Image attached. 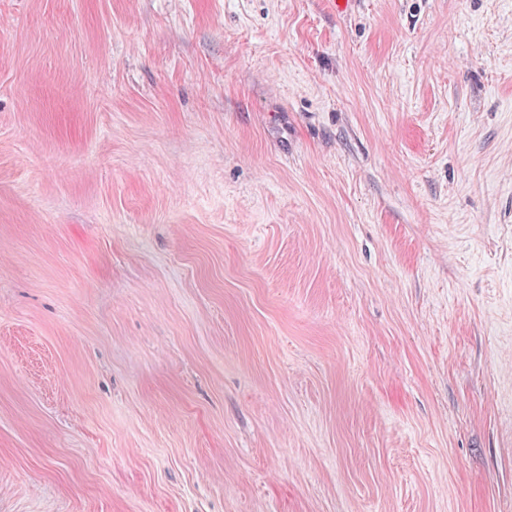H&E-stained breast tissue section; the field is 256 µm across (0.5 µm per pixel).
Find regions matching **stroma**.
<instances>
[{"instance_id":"1","label":"stroma","mask_w":512,"mask_h":512,"mask_svg":"<svg viewBox=\"0 0 512 512\" xmlns=\"http://www.w3.org/2000/svg\"><path fill=\"white\" fill-rule=\"evenodd\" d=\"M0 512H512V0H0Z\"/></svg>"}]
</instances>
